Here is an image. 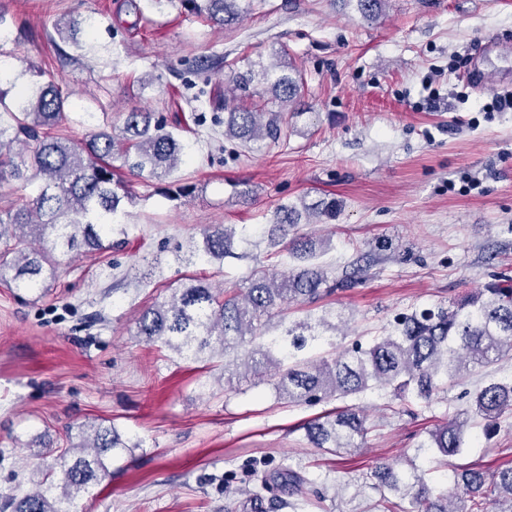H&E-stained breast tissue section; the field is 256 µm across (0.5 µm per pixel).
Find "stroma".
Masks as SVG:
<instances>
[{
	"instance_id": "35a3bbf8",
	"label": "stroma",
	"mask_w": 512,
	"mask_h": 512,
	"mask_svg": "<svg viewBox=\"0 0 512 512\" xmlns=\"http://www.w3.org/2000/svg\"><path fill=\"white\" fill-rule=\"evenodd\" d=\"M0 0L11 33L0 49L21 85L35 63L60 79L69 119L61 131L83 138L88 112L147 108L188 118V159L175 179L193 185L170 201L156 181L134 179L123 248L63 258L43 295L0 282V496L27 488L42 465L29 441L46 435L65 447L84 423H114L131 453L110 462L108 478L74 512H224V475L255 464L269 472L302 467L325 494L303 512H369L372 491L337 494L362 482L380 462L425 465L416 443L469 409L490 378H512V358L397 414L386 391L358 397L370 430L360 448L329 455L312 448L301 426L326 403L291 404L266 383H223L224 362L183 361L135 334L141 311L190 277L223 288L248 287L260 269H280L288 255L264 233L277 205L324 198L336 215L300 224L299 236L330 245V277L373 263L363 282L325 300L349 339H369L400 313L461 299L500 275L512 277V109L490 103L512 90V68L492 65L480 38L512 34V0H387L363 20L344 0H254L249 15L224 28L171 6L140 0ZM96 17L93 49L60 55L48 39L58 21ZM286 47L305 85L288 135L247 149L224 137V73L204 80L195 59L270 62ZM487 68L493 86L469 75ZM153 76L142 88L141 77ZM251 193L242 200L238 184ZM246 227L237 258L210 265L190 257L204 226ZM470 446L432 473L452 488L456 470L492 474L512 464V413L492 429L469 427Z\"/></svg>"
}]
</instances>
